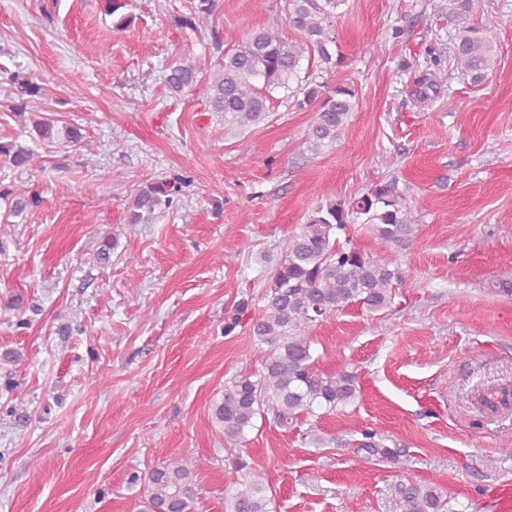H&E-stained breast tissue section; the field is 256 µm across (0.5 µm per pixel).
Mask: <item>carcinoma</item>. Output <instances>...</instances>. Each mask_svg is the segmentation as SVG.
Listing matches in <instances>:
<instances>
[{
	"label": "carcinoma",
	"mask_w": 512,
	"mask_h": 512,
	"mask_svg": "<svg viewBox=\"0 0 512 512\" xmlns=\"http://www.w3.org/2000/svg\"><path fill=\"white\" fill-rule=\"evenodd\" d=\"M193 13L178 17L182 31L198 32L197 22L208 17L215 0H193ZM347 0H289L288 14L268 17L267 23L253 31L237 47L224 52V61L206 83L209 106L214 112L231 117L241 127L258 124L269 111L268 101L276 89L290 91L300 109L315 112L307 132L308 148L317 154L336 140L357 107V93L348 83L330 90L314 80L290 86L298 78L303 60L324 68H335L341 55L332 52L336 45L333 19ZM104 11L118 15L115 26L123 29L130 18L120 10L127 0H103ZM474 0H452V13L459 22L454 45L457 66L474 84L483 82L496 60V35L488 27L471 25L468 14ZM296 31L298 38L285 39L283 26ZM198 84V70L184 58L169 68L165 85L171 94L181 96ZM9 85L14 94L11 109L35 143L83 144L82 128L74 124L57 125L27 106L45 94L33 75L12 74ZM438 92L435 79L423 76L412 89L421 103ZM34 148L15 140H0V160L14 168L31 169L39 165ZM189 177L177 174L171 179L142 188L129 206L128 223L149 224L156 213L178 205L182 188ZM0 199L9 204V212L21 216L39 203L37 194L0 189ZM365 217L376 239L389 248H404L415 237L416 218L412 206L397 191L396 182L375 185L350 200L331 199L319 204L301 230L285 243L284 255L272 269L262 293V313L249 326L250 336L261 357V367L241 368L224 383V394L212 409L213 424L224 443L240 445L254 428L257 417H269L286 427L314 408L328 412L351 403L357 397L354 375L342 372L327 375L316 369L312 354L311 330L336 312L358 304L371 313L388 308L395 288L412 275L354 247L340 244L336 233L346 229L352 215ZM243 300L224 319V333H232L247 311ZM375 432L365 433V442L356 452L386 459L402 468L408 459L395 448L374 441ZM224 489H233L230 512H273L268 487L252 472L241 456L234 457L224 469ZM143 484L148 512H195L198 483L196 468L185 457L170 459L134 476ZM401 512H445L446 502L439 487L421 481H407L396 487Z\"/></svg>",
	"instance_id": "cac0c4a2"
}]
</instances>
